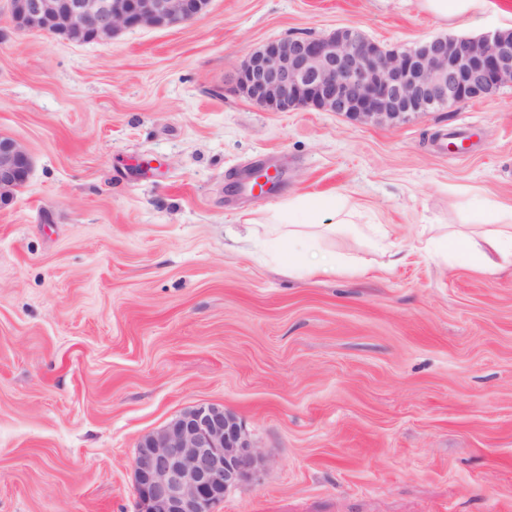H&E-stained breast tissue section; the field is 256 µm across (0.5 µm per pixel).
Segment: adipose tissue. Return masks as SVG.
I'll list each match as a JSON object with an SVG mask.
<instances>
[{
  "label": "adipose tissue",
  "mask_w": 512,
  "mask_h": 512,
  "mask_svg": "<svg viewBox=\"0 0 512 512\" xmlns=\"http://www.w3.org/2000/svg\"><path fill=\"white\" fill-rule=\"evenodd\" d=\"M488 212V221L493 228L486 236V250L473 252L469 233L460 228L450 230L438 244L444 252L473 254L478 270L493 275L505 265H512V207L492 202L488 205ZM327 213L335 216V223H323L322 217ZM350 222L351 210L346 199L333 196L297 198L289 201L286 210L260 222L251 234L264 236L280 258L287 260L289 272L311 276L315 270L302 263V250L316 248L326 235Z\"/></svg>",
  "instance_id": "adipose-tissue-1"
}]
</instances>
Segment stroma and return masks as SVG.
Here are the masks:
<instances>
[{
  "label": "stroma",
  "instance_id": "obj_1",
  "mask_svg": "<svg viewBox=\"0 0 512 512\" xmlns=\"http://www.w3.org/2000/svg\"><path fill=\"white\" fill-rule=\"evenodd\" d=\"M357 28L410 46L512 28L420 0H212L170 28L76 43L0 0V132L33 158L0 208V512H134L140 437L234 411L257 475L215 512H512V267L426 239L512 203V83L396 123L269 112L236 87L272 38ZM278 186L253 195L251 169ZM343 196L371 232L290 276L249 220ZM387 238L401 260L384 267Z\"/></svg>",
  "mask_w": 512,
  "mask_h": 512
}]
</instances>
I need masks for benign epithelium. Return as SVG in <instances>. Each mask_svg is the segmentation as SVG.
Masks as SVG:
<instances>
[{"mask_svg":"<svg viewBox=\"0 0 512 512\" xmlns=\"http://www.w3.org/2000/svg\"><path fill=\"white\" fill-rule=\"evenodd\" d=\"M13 26L82 42L125 29L172 27L209 0H7ZM512 82V31L436 37L383 47L353 27L321 37L271 39L240 65L237 87L271 112L311 108L361 122L490 97ZM28 151L0 134V208L31 171ZM263 456L238 416L218 404L187 409L138 441L130 462L136 512H215L257 472Z\"/></svg>","mask_w":512,"mask_h":512,"instance_id":"obj_1","label":"benign epithelium"}]
</instances>
